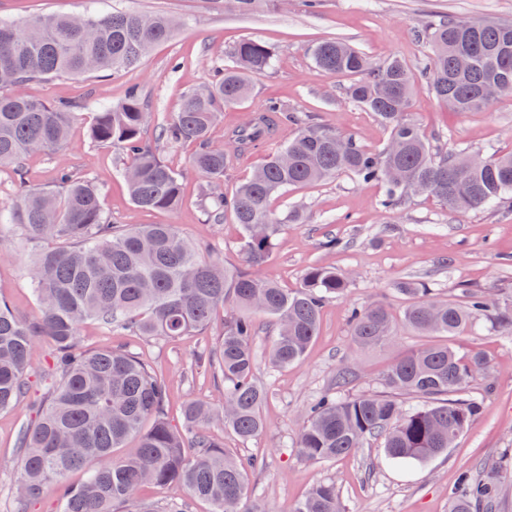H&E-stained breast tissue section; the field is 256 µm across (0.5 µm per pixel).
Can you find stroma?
Listing matches in <instances>:
<instances>
[{
    "label": "stroma",
    "instance_id": "1",
    "mask_svg": "<svg viewBox=\"0 0 512 512\" xmlns=\"http://www.w3.org/2000/svg\"><path fill=\"white\" fill-rule=\"evenodd\" d=\"M133 10L166 14L181 21L173 37L153 47L134 69L109 71L81 79L56 77L31 83L30 94L57 104L79 101L68 144L55 152L27 156L19 168L0 169V211L9 212L22 188L51 186L57 168L68 167L91 178L102 190V205L113 224H174L192 245L208 247L210 258L227 266L241 263L239 229L232 217L211 223L199 206L208 182L189 164L193 146L171 147L157 139V127L179 111L183 94L209 84L213 64L229 60L241 41L257 39L274 51L271 68L254 78L251 96L240 107L224 112L211 134L213 144L247 118L266 100L280 101L291 112L355 136L368 150L383 148L388 133L375 117L345 97L349 77L327 74L311 59V47L342 38L371 61L396 56L418 68L427 46L415 32L444 16L512 22V0H261L251 13L240 15L213 8L210 0H0V18L23 23L37 16L85 14L97 10ZM138 85L146 102L144 143L158 149L181 175L183 202L169 212L137 208L120 175L127 159L111 146L91 142L89 127L100 103L118 102L131 85ZM411 117L440 153L472 148L512 151V94L493 98L479 112H454L438 101L425 79L416 77ZM379 185L349 175L289 191L273 198V209L302 210L305 223L289 225L277 239L265 273L288 288L298 287L314 264L346 272L347 291L330 299L321 315V329L302 363L275 370L268 364L273 330L262 326L255 339V377L268 391L263 413L266 433L244 443L222 425L213 435L232 454L256 457L263 467L249 477L251 499L268 503L272 512H293L318 482L336 485L344 512H448L462 473L483 476L499 469L500 498L493 512H512V335L482 323L459 341L489 358L487 368L469 384L481 398L483 411L457 438L447 454L411 466L388 463L381 440H373L353 455L334 462H312L296 451L295 440L309 406L333 391L337 371L351 365L355 378L349 394L381 391L380 376L399 351L418 347L425 339L399 325L395 344L353 350L349 314L353 307L383 303L400 313L405 301L394 290L396 281L429 282L442 298L459 297L462 287L486 290L512 306V210L484 209L456 214L428 197H416L394 212L382 211ZM339 248L321 250L324 235ZM38 246L13 224H0V301L20 319L39 315L28 275ZM215 331L174 341L142 336H117L97 322L79 327V340L89 350L121 347L162 372L169 383V416L179 424L183 404L194 399L220 400L212 380L192 369L196 351L212 345ZM39 355L29 375L30 395L17 407L0 413V512H17L12 494L15 471L23 450L18 432L37 418L36 401L44 391L43 375L52 347L38 340Z\"/></svg>",
    "mask_w": 512,
    "mask_h": 512
}]
</instances>
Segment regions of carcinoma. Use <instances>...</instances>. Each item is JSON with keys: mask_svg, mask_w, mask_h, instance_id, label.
Masks as SVG:
<instances>
[{"mask_svg": "<svg viewBox=\"0 0 512 512\" xmlns=\"http://www.w3.org/2000/svg\"><path fill=\"white\" fill-rule=\"evenodd\" d=\"M216 2L227 12L244 14L261 0ZM176 28L168 16L123 10L36 17L21 25L0 20V168L68 143L75 106L30 95V82L124 70L168 41ZM416 36L431 49L420 63L429 89L452 110H482L491 84L499 94H512V23L441 18L425 23ZM312 57L325 73L365 75L348 86L346 98L387 129L382 150L369 151L354 136L313 123L273 100L231 130V146L213 145L210 133L224 110L244 103L252 77L271 65L270 47L255 39L239 43L231 63H215V79L188 92L179 112L159 127L163 143L195 147L190 163L212 184L202 198L209 221L222 224L228 212L239 228V268L202 258L173 224L115 228L104 215L98 186L68 169L57 171L52 188L28 189L17 197L10 222L42 243L29 269L40 313L33 321L20 320L0 304V412L28 393L36 337L52 342L58 376L38 422L19 436L25 454L14 480L18 512L50 490L57 512H186L178 501L162 509L143 502L140 492L149 484L179 487L207 503L209 512H241L249 472L261 462L228 454L209 429L220 423L242 442L268 429L262 412L267 390L255 379L259 320L274 327L271 366H296L319 336L324 304L350 283L347 274L321 265L310 266L292 289L264 274L275 240L288 225L302 223L297 210L275 212L274 197L350 174L383 187L380 207L386 212L417 193L455 213L512 206V152H434L409 117L414 75L403 60L375 64L340 39L314 44ZM145 115L139 88L132 86L122 101L99 106L89 137L126 156L123 177L138 208L173 211L182 203L181 176L143 143ZM283 124L295 126L285 144L231 196L215 190L224 172L276 136ZM396 290L408 300L403 322L432 340L390 363L382 377L387 395H345L353 371L339 370L337 391L309 408L298 434L296 448L303 458L333 461L380 438L389 459L426 462L452 447L481 413L482 401L467 388L488 358L478 349L460 350L455 341L483 320L512 333V309L489 292L471 289L459 299H440L417 279L398 282ZM220 308L230 312L214 345L200 351L195 364L214 370L224 400L187 402L179 427L167 416L164 375L125 349L90 351L78 338L80 324L94 320L114 332L174 340L211 328ZM349 325L356 350L396 338V320L382 303L352 309ZM400 393L420 398L421 404L405 405ZM131 439L137 447L123 452ZM85 467L87 478L69 483V474ZM499 491L493 477L465 476L450 512L489 509ZM294 512H343L336 486L317 483Z\"/></svg>", "mask_w": 512, "mask_h": 512, "instance_id": "obj_1", "label": "carcinoma"}]
</instances>
